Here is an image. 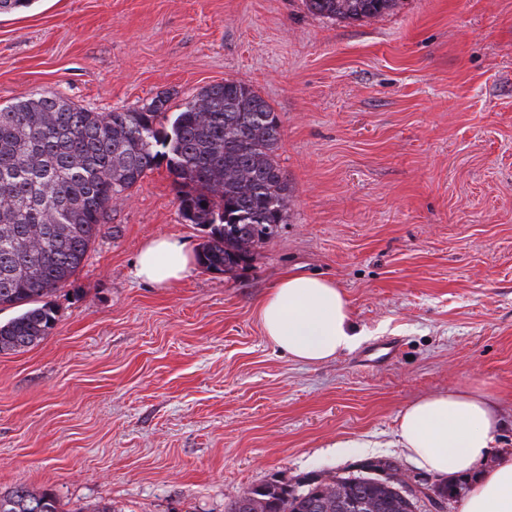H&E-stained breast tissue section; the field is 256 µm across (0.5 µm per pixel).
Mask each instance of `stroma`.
<instances>
[{"instance_id":"1","label":"stroma","mask_w":512,"mask_h":512,"mask_svg":"<svg viewBox=\"0 0 512 512\" xmlns=\"http://www.w3.org/2000/svg\"><path fill=\"white\" fill-rule=\"evenodd\" d=\"M227 79L279 119L287 222L246 266L139 283L147 240L197 251L209 236L166 166L148 173L51 295L53 332L0 354V490H52L60 512H224L271 480L377 461L432 486L398 418L462 387L501 407L486 466L512 460V0H398L356 22L305 0H35L0 16V106L53 91L177 112ZM289 273L345 292L354 349L305 365L267 340L258 304ZM387 339L395 357L365 366Z\"/></svg>"}]
</instances>
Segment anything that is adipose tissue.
<instances>
[{
    "label": "adipose tissue",
    "instance_id": "obj_1",
    "mask_svg": "<svg viewBox=\"0 0 512 512\" xmlns=\"http://www.w3.org/2000/svg\"><path fill=\"white\" fill-rule=\"evenodd\" d=\"M193 264L185 242L158 236L140 249L133 276L167 287L185 278ZM258 317L266 338L305 364L334 359L360 341L348 300L333 281L316 275L281 278L261 299ZM500 421L489 393L463 388L414 401L401 412L397 430L401 448L419 468L440 476L475 475L461 512H512V461L477 468Z\"/></svg>",
    "mask_w": 512,
    "mask_h": 512
}]
</instances>
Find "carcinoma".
<instances>
[{"mask_svg":"<svg viewBox=\"0 0 512 512\" xmlns=\"http://www.w3.org/2000/svg\"><path fill=\"white\" fill-rule=\"evenodd\" d=\"M397 0H306L325 18L363 21ZM155 97L131 109L93 112L46 92L0 106V353L32 347L52 333L47 301L83 266L122 200L166 163L179 212L210 227L198 264L224 272L251 258L287 221L288 180L277 157V115L251 86L226 80L201 90L174 118ZM390 462L318 482L278 480L235 498L225 512H419ZM0 512H59L53 493L24 485L0 492Z\"/></svg>","mask_w":512,"mask_h":512,"instance_id":"obj_1","label":"carcinoma"}]
</instances>
